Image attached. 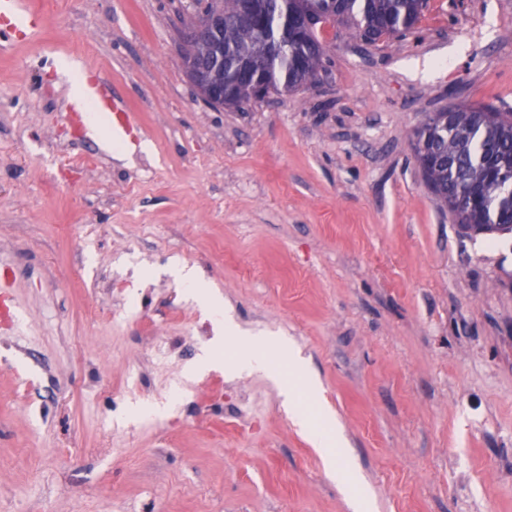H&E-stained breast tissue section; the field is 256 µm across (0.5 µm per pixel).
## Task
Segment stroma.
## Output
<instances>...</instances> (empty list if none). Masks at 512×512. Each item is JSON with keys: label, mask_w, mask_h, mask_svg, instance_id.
Segmentation results:
<instances>
[{"label": "stroma", "mask_w": 512, "mask_h": 512, "mask_svg": "<svg viewBox=\"0 0 512 512\" xmlns=\"http://www.w3.org/2000/svg\"><path fill=\"white\" fill-rule=\"evenodd\" d=\"M26 5L44 26L0 47V284L22 310L0 512H348L277 382L225 371L228 315L295 343L373 512H512V235L462 236L411 147L431 112L512 109V0H429L374 46L325 26L318 83L240 110L183 66L193 0ZM77 55L139 146L69 123L53 62ZM168 376L190 386L173 406Z\"/></svg>", "instance_id": "stroma-1"}]
</instances>
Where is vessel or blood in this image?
<instances>
[{"label": "vessel or blood", "mask_w": 512, "mask_h": 512, "mask_svg": "<svg viewBox=\"0 0 512 512\" xmlns=\"http://www.w3.org/2000/svg\"><path fill=\"white\" fill-rule=\"evenodd\" d=\"M42 24L41 15L25 8L23 0H0V46L28 39ZM90 109L106 117L115 141L125 145L138 140L137 125L126 108L112 98L104 80L88 85L84 94L70 104L68 117L75 124H83Z\"/></svg>", "instance_id": "vessel-or-blood-1"}]
</instances>
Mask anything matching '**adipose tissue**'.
Segmentation results:
<instances>
[{"mask_svg": "<svg viewBox=\"0 0 512 512\" xmlns=\"http://www.w3.org/2000/svg\"><path fill=\"white\" fill-rule=\"evenodd\" d=\"M236 345L237 351L230 364L238 373L263 366L271 368L276 361L287 360V372L278 376L284 407L293 424L310 436L320 453L327 475L344 493L350 512H367L369 503L366 496L357 491L360 483L357 469L347 450L348 442L336 425L335 416L322 412L320 425H313L298 399L302 391L308 397H316L320 385L316 377L303 376L295 361L297 351L294 344L270 336L260 339L245 336L237 340Z\"/></svg>", "mask_w": 512, "mask_h": 512, "instance_id": "obj_1", "label": "adipose tissue"}]
</instances>
